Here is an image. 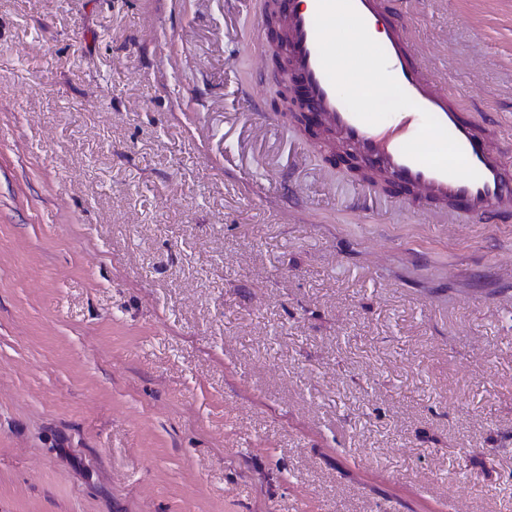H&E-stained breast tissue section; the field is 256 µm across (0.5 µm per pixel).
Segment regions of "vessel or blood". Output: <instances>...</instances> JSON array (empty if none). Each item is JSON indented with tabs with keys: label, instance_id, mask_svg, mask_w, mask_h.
I'll use <instances>...</instances> for the list:
<instances>
[{
	"label": "vessel or blood",
	"instance_id": "b4317fda",
	"mask_svg": "<svg viewBox=\"0 0 512 512\" xmlns=\"http://www.w3.org/2000/svg\"><path fill=\"white\" fill-rule=\"evenodd\" d=\"M270 6L284 19L286 52L311 107V127L332 131L336 148L386 182L391 198L408 191L431 211L512 222V169L492 147L494 131L465 117L383 0H271ZM339 12L356 28L375 21L385 33L371 45V64L359 83L347 89L338 79L344 63L326 31ZM385 85L396 101L392 111L360 106Z\"/></svg>",
	"mask_w": 512,
	"mask_h": 512
}]
</instances>
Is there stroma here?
<instances>
[{
  "label": "stroma",
  "instance_id": "obj_1",
  "mask_svg": "<svg viewBox=\"0 0 512 512\" xmlns=\"http://www.w3.org/2000/svg\"><path fill=\"white\" fill-rule=\"evenodd\" d=\"M402 10L512 164V0ZM262 11L0 0V512H512V223L333 164Z\"/></svg>",
  "mask_w": 512,
  "mask_h": 512
}]
</instances>
